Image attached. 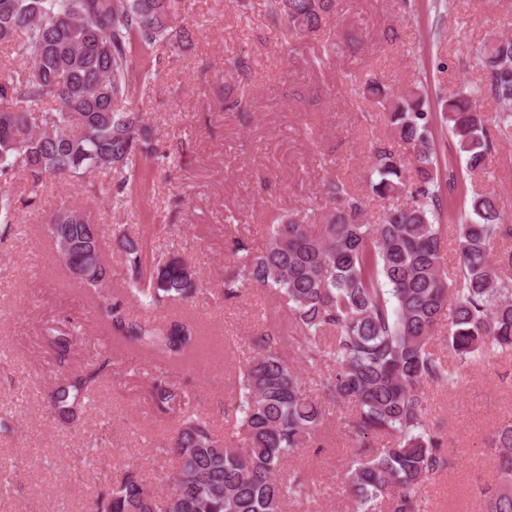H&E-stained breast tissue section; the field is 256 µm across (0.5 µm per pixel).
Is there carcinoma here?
Masks as SVG:
<instances>
[{
	"label": "carcinoma",
	"instance_id": "carcinoma-1",
	"mask_svg": "<svg viewBox=\"0 0 512 512\" xmlns=\"http://www.w3.org/2000/svg\"><path fill=\"white\" fill-rule=\"evenodd\" d=\"M339 2L274 0V10L310 34ZM181 11L182 0H0V45L13 46L30 63L23 74L0 76V176L20 162L36 191L49 177L112 172L119 179L101 184L99 194L122 196L151 146L143 114L119 108L129 95L132 45L149 50L166 42L187 50L190 30L174 25ZM476 65L484 82L441 101L464 166L439 160L424 84L400 94L368 79L354 92L383 109L390 136L408 146L409 156L374 142L365 183L373 196L402 203L373 224L364 198L336 179L324 185L333 208L321 233L310 229V209L293 207L268 216L262 250L232 240L224 298L250 288L274 293L287 309L302 362L312 369L331 365L319 380L322 397L355 404L346 423L360 449L343 477L349 512H426L424 486L451 461L430 424L425 388L454 387L464 365L512 353V250L496 258L490 252L493 241L512 240V224L502 223L494 196L468 187L472 176L488 173L496 137L512 135V39L485 44ZM484 99L498 105L495 137L480 110ZM49 100L55 108L33 118ZM452 197L469 209L456 225L458 276L450 279L439 218ZM12 211L11 196L1 193L0 234L14 230ZM45 232L67 270L71 260L61 242L76 246L85 266L80 284L93 292L112 339L162 363L148 390L155 409L179 408L178 427L159 449L176 463L168 492L158 495L128 470L97 493L96 512H286L290 502L308 506L325 496L306 472L288 467L317 444L325 412L305 395L302 373L279 337H261L256 354L239 367L234 416L218 435L166 370L201 361L200 325L187 316L134 317L114 299L115 271L90 212L63 201ZM119 250L124 295L139 305L155 310L198 293V272L182 257L173 254L147 269L140 242L124 233ZM450 300L444 360L430 342ZM44 341L63 361L73 333L49 327ZM109 366L107 356L95 370L62 374L47 392L53 418L73 421ZM379 438L386 444L368 452ZM491 458L498 478L479 490L485 512H512V420L497 429Z\"/></svg>",
	"mask_w": 512,
	"mask_h": 512
}]
</instances>
